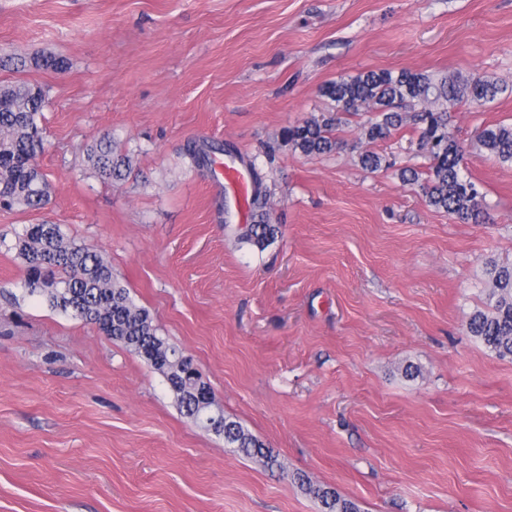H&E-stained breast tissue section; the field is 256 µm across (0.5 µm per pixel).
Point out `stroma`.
<instances>
[{"instance_id": "stroma-1", "label": "stroma", "mask_w": 512, "mask_h": 512, "mask_svg": "<svg viewBox=\"0 0 512 512\" xmlns=\"http://www.w3.org/2000/svg\"><path fill=\"white\" fill-rule=\"evenodd\" d=\"M65 60L63 69L38 58ZM476 74L508 85L452 112L488 208L460 224L365 150L423 168L412 127L304 156L286 128L334 111L323 87L369 70ZM44 87L52 187L0 209V512H320L295 473L361 512H512V360L466 330L488 260L512 261V166L471 148L512 124V0H0V83ZM109 137L131 161L102 179ZM255 168L279 227L238 237L189 144ZM57 224L99 250L160 335L191 356L267 468L178 408L165 379L23 291L13 247ZM418 374L409 378L406 366ZM87 160L100 177L107 180L123 179L129 167V159L118 154L110 138H102L87 148Z\"/></svg>"}]
</instances>
